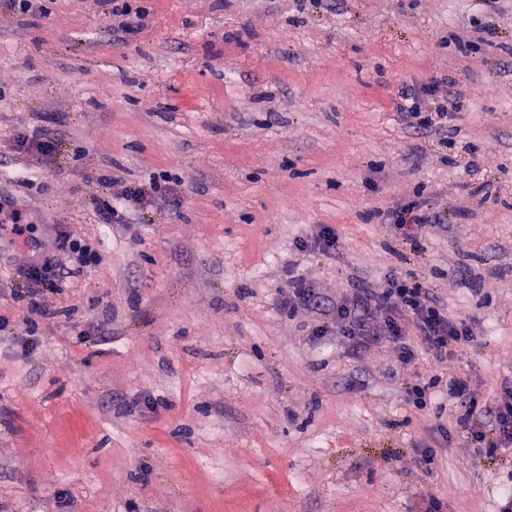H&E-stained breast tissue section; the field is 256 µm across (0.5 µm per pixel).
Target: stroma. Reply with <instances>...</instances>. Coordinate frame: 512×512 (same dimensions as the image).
<instances>
[{
	"instance_id": "obj_1",
	"label": "stroma",
	"mask_w": 512,
	"mask_h": 512,
	"mask_svg": "<svg viewBox=\"0 0 512 512\" xmlns=\"http://www.w3.org/2000/svg\"><path fill=\"white\" fill-rule=\"evenodd\" d=\"M138 3L121 34L100 0L0 6V200L30 226L0 230V512H500L512 447L442 440L461 407L408 404L392 344L274 300L398 270L480 324L417 371L482 403L512 384V0ZM36 131L54 153L19 154ZM163 175L174 197L102 223ZM419 197L443 221L404 234L389 213ZM324 226L335 258L295 250ZM62 231L102 261L34 321L19 267Z\"/></svg>"
}]
</instances>
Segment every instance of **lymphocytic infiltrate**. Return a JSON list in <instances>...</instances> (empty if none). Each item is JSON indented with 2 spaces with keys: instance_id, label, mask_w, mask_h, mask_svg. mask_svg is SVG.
Here are the masks:
<instances>
[{
  "instance_id": "1",
  "label": "lymphocytic infiltrate",
  "mask_w": 512,
  "mask_h": 512,
  "mask_svg": "<svg viewBox=\"0 0 512 512\" xmlns=\"http://www.w3.org/2000/svg\"><path fill=\"white\" fill-rule=\"evenodd\" d=\"M166 193V188L155 181L126 188L116 204L106 206L102 221L106 224L129 223L133 212ZM58 250L64 256L63 261L31 262L21 268L25 277L34 283L24 296L31 315L45 318L50 314L42 300V285L62 287L68 279L100 262L97 253L66 232L59 235ZM325 310L328 322L317 327V335L325 336L329 331H336L356 349L369 347L380 337H387L398 349L397 362L403 372L414 369L419 353H427L441 363L447 360L450 350L474 339L471 324L450 317L447 309L436 302L430 289L408 280L399 272L387 275L385 288L359 289L357 294L339 299ZM378 312L384 316V325L379 329L370 323ZM448 392L463 410L456 424L460 431L467 433L475 448L493 454L498 449L512 446L511 386L502 387L493 413L486 421L480 418L482 410L468 380H449Z\"/></svg>"
}]
</instances>
